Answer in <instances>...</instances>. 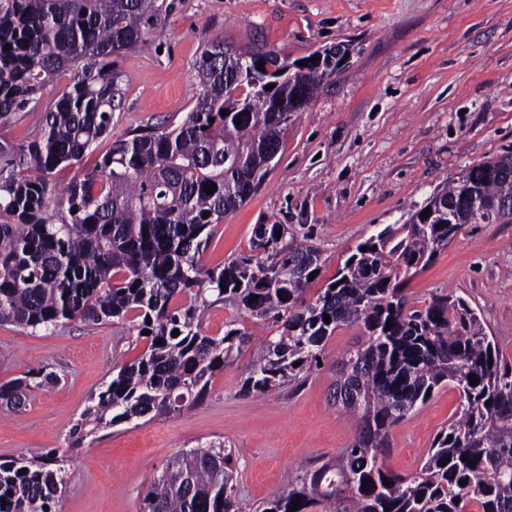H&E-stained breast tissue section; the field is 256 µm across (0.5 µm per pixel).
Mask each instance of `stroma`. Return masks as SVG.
Returning <instances> with one entry per match:
<instances>
[{
  "mask_svg": "<svg viewBox=\"0 0 512 512\" xmlns=\"http://www.w3.org/2000/svg\"><path fill=\"white\" fill-rule=\"evenodd\" d=\"M165 2L156 32L119 59L124 101L113 138L179 122L198 90L195 63L214 37L291 62L339 43L352 48L289 128L258 193L215 225L206 266L248 252L254 225L285 224L322 252L309 290L317 295L359 242L468 167L512 153V0ZM408 292L415 303L435 293L465 299L512 361V224L464 225ZM359 338L356 328L337 329L319 370L262 395L241 391L250 363L242 354L213 376L202 404L101 429L74 448L69 432L90 395L144 341L125 319L36 334L2 324L0 384L41 366L58 380L33 389L24 409H0V461L56 452L68 471L58 512H138L171 457L220 441L236 459L240 512H258L303 468L353 442L355 424L330 392L337 360ZM460 407L455 388L436 389L393 427L385 467L415 472Z\"/></svg>",
  "mask_w": 512,
  "mask_h": 512,
  "instance_id": "35a3bbf8",
  "label": "stroma"
}]
</instances>
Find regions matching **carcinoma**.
I'll return each mask as SVG.
<instances>
[{
  "instance_id": "1",
  "label": "carcinoma",
  "mask_w": 512,
  "mask_h": 512,
  "mask_svg": "<svg viewBox=\"0 0 512 512\" xmlns=\"http://www.w3.org/2000/svg\"><path fill=\"white\" fill-rule=\"evenodd\" d=\"M163 7L0 0V120L34 111L56 89L33 140L0 145V324L47 332L127 318L150 331L143 352L91 396L71 446L101 428L201 403L215 373L250 341L237 319L220 338L202 333L203 314L220 303L271 323L243 381L246 394L304 381L340 327L364 337L336 365L335 399L357 422L354 442L302 471L261 512H512V363L463 299L435 294L410 306L405 293L464 225L512 223V209L502 208L512 201V155L467 168L402 223L357 244L312 299L308 276L322 271L321 251L284 224L254 225L249 252L207 267L213 225L260 189L272 170L266 158L283 150L288 127L336 63L268 75L258 62L286 59L213 40L183 119L112 142V114L122 104L118 57L145 42ZM276 79L270 94L266 83ZM100 148L96 168L76 170L55 192L54 171ZM54 379L32 369L0 384V407L21 409L28 391ZM444 383L461 396L460 418L437 434L414 473L385 469L379 457L391 429ZM66 478L64 459L49 452L0 463V512H56ZM139 512H238L232 450L219 442L178 452L143 492Z\"/></svg>"
}]
</instances>
